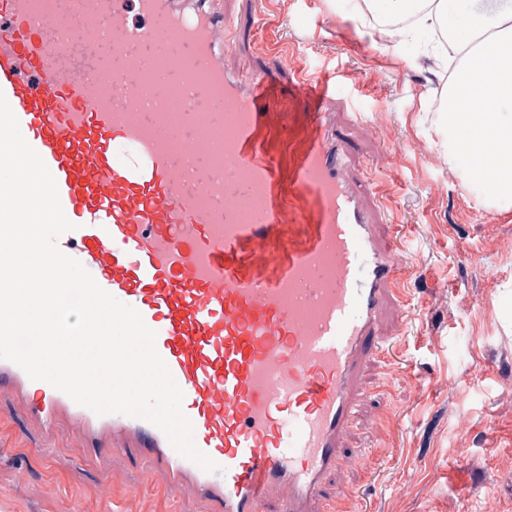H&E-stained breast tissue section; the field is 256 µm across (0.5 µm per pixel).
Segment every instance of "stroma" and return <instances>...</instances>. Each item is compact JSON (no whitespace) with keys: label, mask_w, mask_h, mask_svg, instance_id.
Segmentation results:
<instances>
[{"label":"stroma","mask_w":512,"mask_h":512,"mask_svg":"<svg viewBox=\"0 0 512 512\" xmlns=\"http://www.w3.org/2000/svg\"><path fill=\"white\" fill-rule=\"evenodd\" d=\"M221 5L241 28L225 69L281 73L265 105L295 131L313 105L291 72L335 73L328 109L350 147L349 177L383 239L412 247L408 301L381 325L389 363L368 366L345 441L370 459L337 472L330 500L355 492L342 512H512V208L483 202L448 164L430 109L447 73L420 43L381 36L334 0ZM144 468L122 441L106 459L87 452L67 417L42 431L0 387V512H214Z\"/></svg>","instance_id":"obj_1"}]
</instances>
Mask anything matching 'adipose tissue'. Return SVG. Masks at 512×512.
<instances>
[{"label":"adipose tissue","instance_id":"ef3b65f1","mask_svg":"<svg viewBox=\"0 0 512 512\" xmlns=\"http://www.w3.org/2000/svg\"><path fill=\"white\" fill-rule=\"evenodd\" d=\"M357 17L389 21L390 37L449 35L458 63L440 104L448 162L480 197L512 205V8L467 0H355Z\"/></svg>","mask_w":512,"mask_h":512}]
</instances>
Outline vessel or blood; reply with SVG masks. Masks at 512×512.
<instances>
[{
    "label": "vessel or blood",
    "instance_id": "1",
    "mask_svg": "<svg viewBox=\"0 0 512 512\" xmlns=\"http://www.w3.org/2000/svg\"><path fill=\"white\" fill-rule=\"evenodd\" d=\"M236 39L216 0H0V93L74 225L59 246L155 331L219 471L5 359L0 385L44 429L64 413L137 443L148 476L222 512H326L338 464L366 460L342 441L403 260L349 185L330 112L288 135L260 106L277 74L225 72ZM293 79L335 94L327 74Z\"/></svg>",
    "mask_w": 512,
    "mask_h": 512
}]
</instances>
